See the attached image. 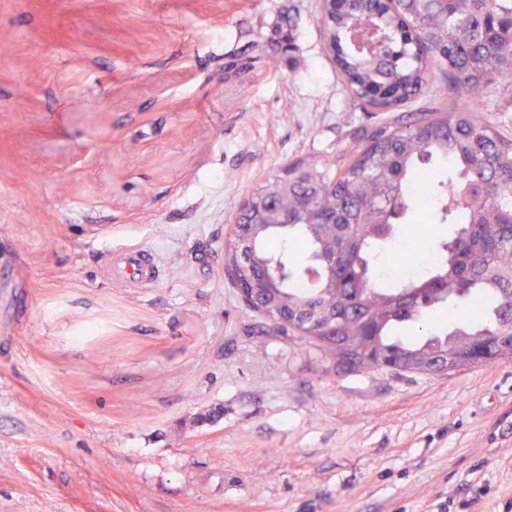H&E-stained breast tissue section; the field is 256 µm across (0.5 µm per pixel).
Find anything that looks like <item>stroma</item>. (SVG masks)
<instances>
[{"instance_id":"obj_1","label":"stroma","mask_w":512,"mask_h":512,"mask_svg":"<svg viewBox=\"0 0 512 512\" xmlns=\"http://www.w3.org/2000/svg\"><path fill=\"white\" fill-rule=\"evenodd\" d=\"M387 118L320 0H0V512H512V363L345 371L224 276L255 188ZM131 249L156 280L106 276Z\"/></svg>"}]
</instances>
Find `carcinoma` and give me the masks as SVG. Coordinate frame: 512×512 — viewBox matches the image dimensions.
Here are the masks:
<instances>
[{
	"instance_id": "1",
	"label": "carcinoma",
	"mask_w": 512,
	"mask_h": 512,
	"mask_svg": "<svg viewBox=\"0 0 512 512\" xmlns=\"http://www.w3.org/2000/svg\"><path fill=\"white\" fill-rule=\"evenodd\" d=\"M321 10L362 106L395 110L430 89L436 68L441 101L366 131L340 170L289 165L249 195L237 220L257 225L254 256L235 276L259 284L250 309L349 371L377 370L382 356L395 373L428 375L456 349L512 344V139L477 117L482 90L512 78V0H351L346 10L323 0ZM419 212L452 233L424 244L418 276L372 282L375 245ZM299 255L336 267L306 283L290 272ZM429 310L447 333L392 339Z\"/></svg>"
}]
</instances>
